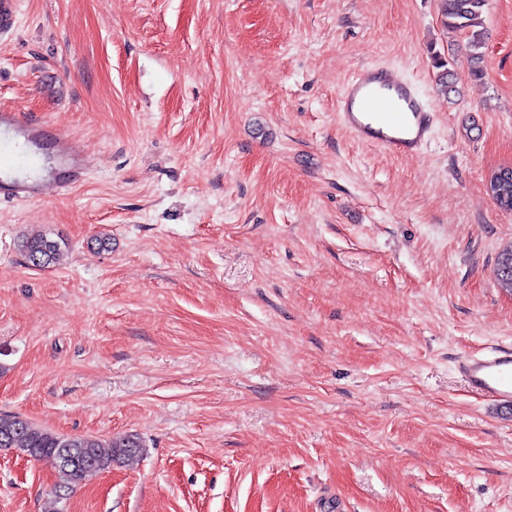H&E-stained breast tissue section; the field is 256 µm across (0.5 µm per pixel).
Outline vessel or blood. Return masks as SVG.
Wrapping results in <instances>:
<instances>
[{
  "instance_id": "b4317fda",
  "label": "vessel or blood",
  "mask_w": 512,
  "mask_h": 512,
  "mask_svg": "<svg viewBox=\"0 0 512 512\" xmlns=\"http://www.w3.org/2000/svg\"><path fill=\"white\" fill-rule=\"evenodd\" d=\"M336 111L356 140L394 154H419L433 134L435 114L417 88L383 66L356 72L346 82ZM1 130L11 132L13 139L0 141V201L34 199L36 181L19 175L31 161L27 147L52 150L53 181L61 189L72 186L93 168L67 135L24 120L17 109L0 108ZM457 371L472 392L503 406L512 404V345L463 356L457 361Z\"/></svg>"
}]
</instances>
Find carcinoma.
I'll use <instances>...</instances> for the list:
<instances>
[{
  "mask_svg": "<svg viewBox=\"0 0 512 512\" xmlns=\"http://www.w3.org/2000/svg\"><path fill=\"white\" fill-rule=\"evenodd\" d=\"M439 2L444 27L465 41L468 74L475 79L483 76V12L487 0ZM436 68L437 91L446 97L458 92L456 62L440 61ZM65 248L63 239L46 233L32 235L22 244L27 262L36 267L55 262ZM495 277L502 287L512 290V246L499 254ZM0 448H15L37 461L50 463L57 473L56 488L63 493L85 475L109 470L145 451L142 440L134 435L117 436L106 442L93 436H65L37 427L16 414H0Z\"/></svg>",
  "mask_w": 512,
  "mask_h": 512,
  "instance_id": "obj_1",
  "label": "carcinoma"
}]
</instances>
